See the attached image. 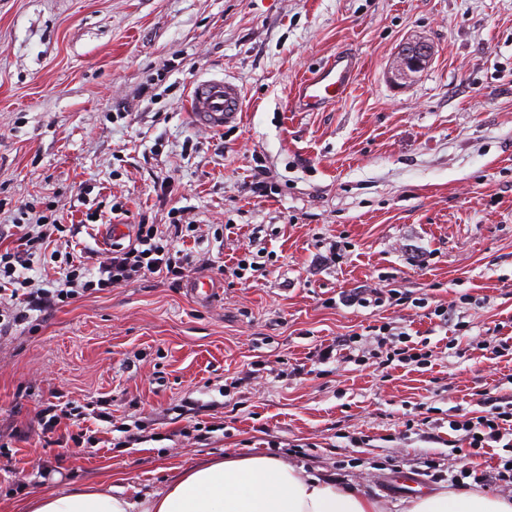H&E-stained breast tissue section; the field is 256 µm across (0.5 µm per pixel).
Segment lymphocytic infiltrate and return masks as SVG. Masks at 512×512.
<instances>
[{
  "instance_id": "1",
  "label": "lymphocytic infiltrate",
  "mask_w": 512,
  "mask_h": 512,
  "mask_svg": "<svg viewBox=\"0 0 512 512\" xmlns=\"http://www.w3.org/2000/svg\"><path fill=\"white\" fill-rule=\"evenodd\" d=\"M66 227L48 214H39L35 227H23L14 248L0 249V335L10 333L13 327L23 325L35 314H45L59 304L79 296L80 292L95 288H111L140 280L149 274L164 275L170 287H178L189 264L190 256L178 249L182 228L171 224L162 228L156 224H140L136 242L127 248L113 251L98 268L71 262L62 281L47 287L30 278H18V268L27 267L31 257L49 247ZM405 333L358 338L361 351L384 354L387 361L418 366L425 364V354L417 353L405 344ZM485 414L449 421L451 431L461 433L469 447L484 449L489 444H500L504 454L497 457L491 470L480 479L486 486L508 489L512 487V399L484 392Z\"/></svg>"
}]
</instances>
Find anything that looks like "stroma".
<instances>
[{
  "label": "stroma",
  "instance_id": "35a3bbf8",
  "mask_svg": "<svg viewBox=\"0 0 512 512\" xmlns=\"http://www.w3.org/2000/svg\"><path fill=\"white\" fill-rule=\"evenodd\" d=\"M416 36L431 63L393 79ZM341 51L358 59L347 93L295 110L300 80ZM201 75L241 88L237 124L188 119ZM28 203L97 263L100 225L189 210L186 277L222 293L199 302L153 274L0 335V512L79 487L140 504L196 465L257 454L404 512L411 494L384 479L437 494L495 464L450 447L447 422L481 392L512 397V358L491 349L512 336V0H0L1 235ZM240 259L254 278L232 276ZM361 285L403 308L343 305ZM389 323L430 365L351 359L346 339ZM331 344L335 360H309Z\"/></svg>",
  "mask_w": 512,
  "mask_h": 512
}]
</instances>
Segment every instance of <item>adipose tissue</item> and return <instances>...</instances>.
I'll return each mask as SVG.
<instances>
[{
	"label": "adipose tissue",
	"instance_id": "obj_1",
	"mask_svg": "<svg viewBox=\"0 0 512 512\" xmlns=\"http://www.w3.org/2000/svg\"><path fill=\"white\" fill-rule=\"evenodd\" d=\"M133 502L77 489L34 499L31 512H132ZM147 512H379L375 501L333 479L271 456L226 457L184 471ZM408 512H512V501L468 491L414 499Z\"/></svg>",
	"mask_w": 512,
	"mask_h": 512
}]
</instances>
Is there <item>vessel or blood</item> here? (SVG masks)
<instances>
[{"mask_svg":"<svg viewBox=\"0 0 512 512\" xmlns=\"http://www.w3.org/2000/svg\"><path fill=\"white\" fill-rule=\"evenodd\" d=\"M353 69L352 57L341 55L301 80L295 94L296 109L316 112L338 101L351 85ZM186 109L193 123L221 130L241 113V93L237 85L224 78H200L190 88Z\"/></svg>","mask_w":512,"mask_h":512,"instance_id":"obj_1","label":"vessel or blood"}]
</instances>
